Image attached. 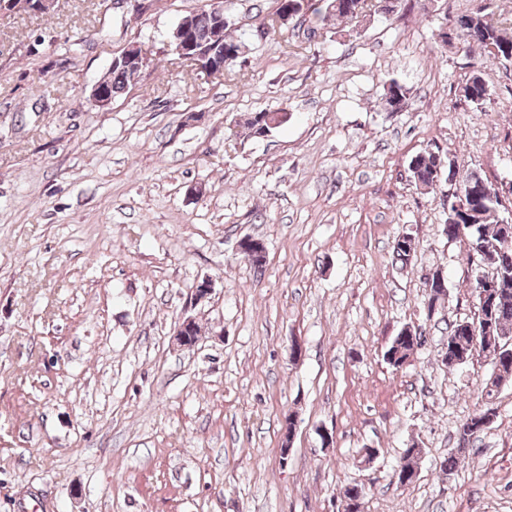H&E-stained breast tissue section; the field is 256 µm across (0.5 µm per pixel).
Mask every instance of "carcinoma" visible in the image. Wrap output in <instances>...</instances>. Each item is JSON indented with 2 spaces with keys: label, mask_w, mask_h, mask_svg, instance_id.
I'll list each match as a JSON object with an SVG mask.
<instances>
[{
  "label": "carcinoma",
  "mask_w": 512,
  "mask_h": 512,
  "mask_svg": "<svg viewBox=\"0 0 512 512\" xmlns=\"http://www.w3.org/2000/svg\"><path fill=\"white\" fill-rule=\"evenodd\" d=\"M382 0H328L327 11L323 19L336 16L343 19H357L366 15V12L378 7ZM289 9L296 14H304L309 10V0H276L275 12L265 25L266 31L275 28L276 17L283 9ZM458 27L466 38L489 49V52L502 60H507L512 55V36L507 34L497 22L482 11H474L460 17ZM230 26L215 27L212 14L209 11L195 13L193 35L198 46L205 51H214L218 54L234 52L243 54L247 48L244 41L229 33ZM134 71L116 66L109 71L107 85L114 95L120 94L135 80ZM489 95V82L486 74L478 72L472 75L462 87V97L475 105H480ZM409 100V89L399 82L392 80L385 88V103L388 108H393ZM288 122V112L285 110L253 112L246 119L244 128L246 135L253 139H261L270 134L274 129ZM448 168V175L455 176L454 163L449 157L440 154L433 149H425L414 155L408 164V170L416 185L426 189L432 188L438 180L443 168ZM459 183L462 186L465 207L456 213V219L448 220L443 225L442 232L447 236L457 239L466 237L469 243L470 255L476 256L475 270L485 271L490 266L495 269V274L504 275L512 282V266L502 268L493 262V254L496 249L506 247L507 240L503 237V229L499 221L495 220L496 213L501 207L492 185H483L478 181H471L468 176H463ZM417 251L416 239L409 235L402 239L395 238L392 244V257L396 264L408 266L413 263ZM478 316L470 322L465 320L455 321L448 327V363L463 356H470L472 351L488 352L492 354V361L499 365V371L512 380V357L504 358L497 353L496 344L486 336L489 330L493 338L502 339L512 334V290L499 294L494 299H477ZM420 346L416 339L401 330L392 338L384 352V359L393 367L403 366ZM494 392L486 393L488 402L473 416L468 418L458 430V448L466 450L473 447V443L479 437L480 422L491 411L490 399ZM422 450L419 448H406L402 453L404 464L399 472V479L403 483L412 481L415 469L420 460Z\"/></svg>",
  "instance_id": "obj_1"
}]
</instances>
